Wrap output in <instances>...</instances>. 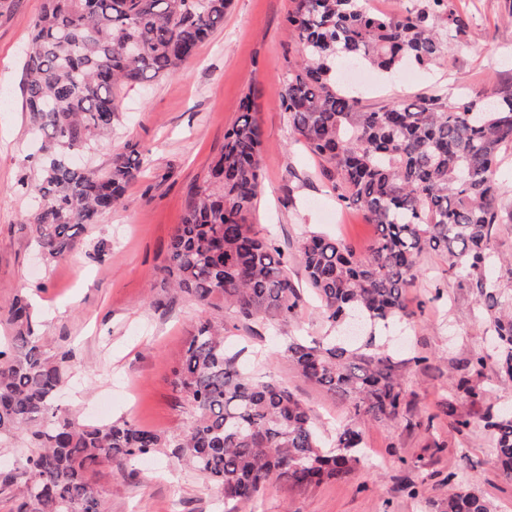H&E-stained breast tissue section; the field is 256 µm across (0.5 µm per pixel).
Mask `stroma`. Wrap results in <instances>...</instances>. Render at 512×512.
I'll list each match as a JSON object with an SVG mask.
<instances>
[{
    "label": "stroma",
    "instance_id": "35a3bbf8",
    "mask_svg": "<svg viewBox=\"0 0 512 512\" xmlns=\"http://www.w3.org/2000/svg\"><path fill=\"white\" fill-rule=\"evenodd\" d=\"M475 10L479 25L431 69L410 78L370 72L357 86L367 107L427 96L436 89L466 92L482 99L512 89V0H454ZM43 0H0V310L28 296L38 331L49 346L73 352V367L59 403L91 424L129 421L169 437L182 435L192 420L176 387L184 345L200 313L188 297L165 284L160 268L176 224L181 223L194 185L224 146V131L239 115L245 93H253L262 125V191L251 221L271 231L297 284H304L297 243L306 233L342 237L356 252L375 238L361 211L338 204L317 159L297 142L278 107L281 66L291 42L285 18L291 0H232L223 27L202 43L176 75L145 81L122 93L120 121L111 139L100 143L93 164L109 165L126 142L149 152L150 166L131 184L121 206L88 225L80 247L62 263L37 264L36 244L25 213L33 201L16 187L33 152L34 135L24 110V52ZM107 240L109 253L93 256ZM449 259L430 253L407 292L413 317L388 345L403 357L424 356L427 364L404 370L405 404L396 420L362 425L365 459L350 478L316 487L267 483L255 503L241 512H440L460 471L473 478L491 512H512V478L493 458L492 436L481 419L487 409L512 411V383L487 364L479 379L486 391L477 405L461 401L452 386L475 356L491 354L489 316L472 289L448 271ZM296 320L270 327L224 314L225 346L288 387L327 434L349 422V402L302 378L281 354L291 338L326 335L329 325L311 294ZM455 402L474 420L459 433L440 409ZM424 474L416 498L402 489L405 479ZM101 512H215L221 491L184 466L171 449L150 456L135 481L117 467L91 475Z\"/></svg>",
    "mask_w": 512,
    "mask_h": 512
}]
</instances>
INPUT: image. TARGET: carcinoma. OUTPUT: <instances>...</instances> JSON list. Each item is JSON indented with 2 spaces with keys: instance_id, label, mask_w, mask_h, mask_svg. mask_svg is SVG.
Instances as JSON below:
<instances>
[{
  "instance_id": "obj_1",
  "label": "carcinoma",
  "mask_w": 512,
  "mask_h": 512,
  "mask_svg": "<svg viewBox=\"0 0 512 512\" xmlns=\"http://www.w3.org/2000/svg\"><path fill=\"white\" fill-rule=\"evenodd\" d=\"M286 17L293 49L285 55L279 108L338 201L361 209L377 237L365 255L337 236L312 233L297 248L304 277L328 321L356 315L388 330L410 317L405 298L432 251L451 259L452 274L475 289L490 315L499 372L512 380V294L493 280L497 230L512 220L503 204L502 152L512 146V91L490 105L444 90L405 104L359 106L336 79L347 59L390 75L411 62L429 68L476 27L453 0H403L392 13L365 0H293ZM230 0H45L26 54L25 111L40 140L35 175L17 184L37 201L24 215L45 260L58 262L79 246V228L122 203L148 152L126 143L106 169L71 162L112 135L121 92L150 78L174 75L224 24ZM254 94L224 132L176 225L161 267L163 280L201 307L204 317L186 341L176 371L193 421L170 439L129 421L91 425L56 403L69 349L46 348L24 298L0 315L10 331L0 344V440L25 438L28 453L0 473V495L14 488L11 512H100L90 474L117 463L123 479L160 448H174L224 495L226 512L254 502L274 479L291 487L347 479L361 462L357 421L394 420L405 389V361L380 351L373 335L360 343L334 336L291 340L282 348L296 372L353 408L350 423L326 444L310 411L272 378H259L224 351L227 309L242 320L289 322L302 305L299 287L269 232L248 222L262 189V131ZM486 357L469 362L456 391L483 400ZM452 428L469 415L449 402ZM492 451L512 477V413H486ZM442 512H490L472 479L455 474Z\"/></svg>"
}]
</instances>
